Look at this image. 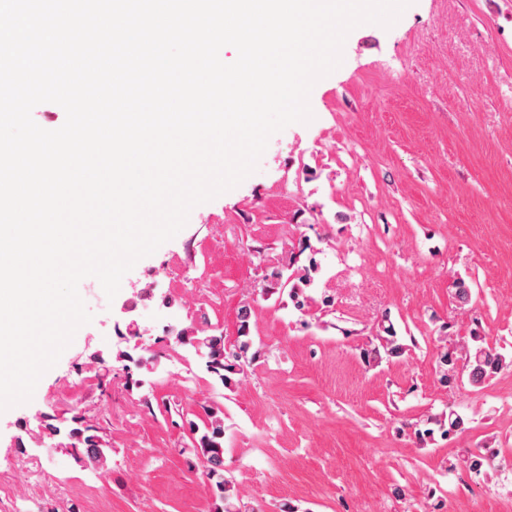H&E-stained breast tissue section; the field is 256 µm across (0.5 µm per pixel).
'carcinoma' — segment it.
Here are the masks:
<instances>
[{"instance_id": "obj_1", "label": "carcinoma", "mask_w": 512, "mask_h": 512, "mask_svg": "<svg viewBox=\"0 0 512 512\" xmlns=\"http://www.w3.org/2000/svg\"><path fill=\"white\" fill-rule=\"evenodd\" d=\"M310 250L308 264L285 275L284 271H273L270 277L273 282L266 285V289L278 288L287 294L294 308L298 311L304 309L308 296L305 289L313 287L321 272V267L315 258L318 250L308 245ZM459 307L471 304L475 292L472 283L459 278L456 281L455 292ZM252 308L245 304L238 311V340L234 345H226L224 336L207 333L200 330V334L192 337L194 344L205 351L207 357L206 368L214 375L225 388L236 384L233 376L244 372V366L260 355V350L253 349V339L250 336V321ZM383 334L376 336L379 345L365 348L363 358L369 362L381 356L400 358L406 350L407 344L397 336L390 315H382ZM466 367L468 381L475 387H483L505 366L511 364L506 356L490 347L477 346L475 350H466ZM77 417H64L55 419L45 427V435L56 441L55 447L62 448L73 459L86 467H103L107 462L109 442L104 436L98 434L97 428L87 426L82 430L69 427V423ZM190 443L186 444L182 452L193 455L200 465L205 468L206 477L210 483L213 494L214 512H237L231 499V480L224 475V409L220 405H213L205 409V418L202 424L189 423Z\"/></svg>"}]
</instances>
